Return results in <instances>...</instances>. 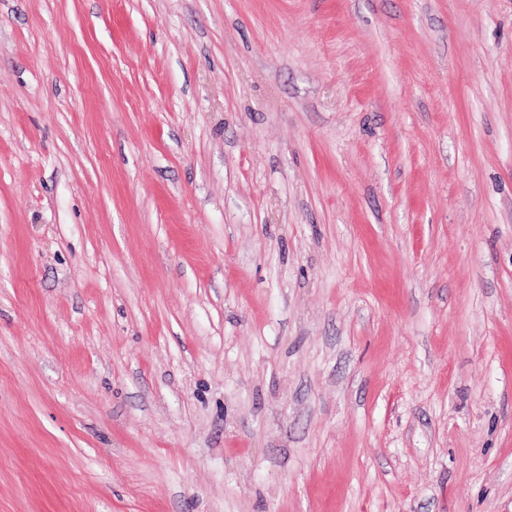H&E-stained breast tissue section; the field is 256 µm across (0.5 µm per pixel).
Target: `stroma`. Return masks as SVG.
<instances>
[{"instance_id": "35a3bbf8", "label": "stroma", "mask_w": 512, "mask_h": 512, "mask_svg": "<svg viewBox=\"0 0 512 512\" xmlns=\"http://www.w3.org/2000/svg\"><path fill=\"white\" fill-rule=\"evenodd\" d=\"M0 512H512V0H0Z\"/></svg>"}]
</instances>
